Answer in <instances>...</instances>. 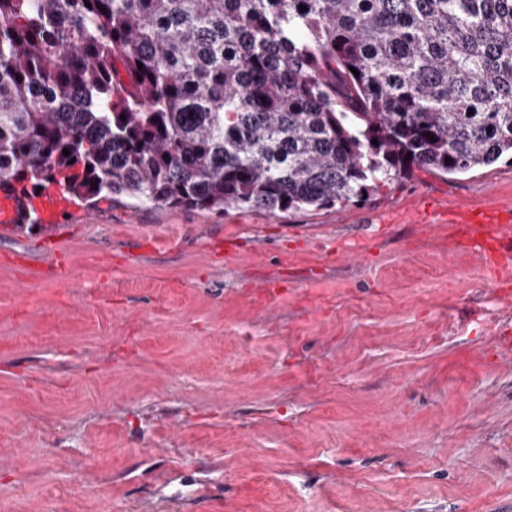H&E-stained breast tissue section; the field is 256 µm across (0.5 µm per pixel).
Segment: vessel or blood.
<instances>
[{"instance_id":"b4317fda","label":"vessel or blood","mask_w":512,"mask_h":512,"mask_svg":"<svg viewBox=\"0 0 512 512\" xmlns=\"http://www.w3.org/2000/svg\"><path fill=\"white\" fill-rule=\"evenodd\" d=\"M40 223L54 224L68 212L70 196L61 182H50L31 198ZM463 230L472 248L489 251L486 274L502 283L512 282V225L497 224L484 214H465Z\"/></svg>"}]
</instances>
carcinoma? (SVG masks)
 <instances>
[{"mask_svg":"<svg viewBox=\"0 0 512 512\" xmlns=\"http://www.w3.org/2000/svg\"><path fill=\"white\" fill-rule=\"evenodd\" d=\"M505 156L512 0H0L21 200L61 176L83 201L275 214Z\"/></svg>","mask_w":512,"mask_h":512,"instance_id":"obj_1","label":"carcinoma"}]
</instances>
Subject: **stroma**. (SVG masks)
Returning <instances> with one entry per match:
<instances>
[{"label": "stroma", "mask_w": 512, "mask_h": 512, "mask_svg": "<svg viewBox=\"0 0 512 512\" xmlns=\"http://www.w3.org/2000/svg\"><path fill=\"white\" fill-rule=\"evenodd\" d=\"M464 208L512 223V159L0 223V512H512V303Z\"/></svg>", "instance_id": "35a3bbf8"}]
</instances>
